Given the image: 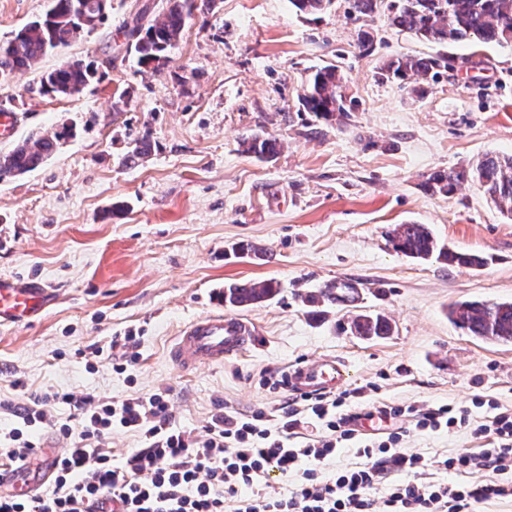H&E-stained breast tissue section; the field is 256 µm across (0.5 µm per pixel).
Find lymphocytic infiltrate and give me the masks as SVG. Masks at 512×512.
Instances as JSON below:
<instances>
[{
    "mask_svg": "<svg viewBox=\"0 0 512 512\" xmlns=\"http://www.w3.org/2000/svg\"><path fill=\"white\" fill-rule=\"evenodd\" d=\"M350 392L303 396L293 400L284 418L273 422L263 411L213 415L205 439L174 427L166 393L122 401L73 392H46L14 410L15 425L0 431V466L29 459L37 434L58 428L70 448L60 456L48 492L35 496L0 495V512H479L491 499H512V410L495 413L490 424L472 426L471 405L394 404L378 408L397 427L381 439L361 438L348 410ZM64 404L76 411L77 427L57 425L46 408ZM410 427H402V420ZM316 433L298 436L300 426ZM473 427L486 448L425 458L402 450L409 430L423 433ZM136 434V449L124 466L112 464L104 443L112 431ZM361 458L360 466L323 473L342 449ZM430 470L457 475L454 483L428 480ZM489 471L487 482H464L466 474ZM290 482L287 495L263 493L271 473ZM384 497H375L379 485Z\"/></svg>",
    "mask_w": 512,
    "mask_h": 512,
    "instance_id": "f902f5d3",
    "label": "lymphocytic infiltrate"
}]
</instances>
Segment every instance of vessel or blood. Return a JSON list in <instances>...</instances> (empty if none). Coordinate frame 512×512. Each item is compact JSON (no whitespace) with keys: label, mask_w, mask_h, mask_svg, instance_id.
Listing matches in <instances>:
<instances>
[{"label":"vessel or blood","mask_w":512,"mask_h":512,"mask_svg":"<svg viewBox=\"0 0 512 512\" xmlns=\"http://www.w3.org/2000/svg\"><path fill=\"white\" fill-rule=\"evenodd\" d=\"M52 290L47 285L0 279V324H16L40 315L49 305ZM253 323L234 315H208L191 322L172 351L174 362L185 369L218 362L244 352L254 341ZM349 372L333 357H322L291 367L284 376L287 389L296 395H330L348 382ZM59 457L57 448H40L35 461L0 473V489L31 493L46 482Z\"/></svg>","instance_id":"b4317fda"}]
</instances>
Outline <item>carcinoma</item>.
<instances>
[{"label":"carcinoma","mask_w":512,"mask_h":512,"mask_svg":"<svg viewBox=\"0 0 512 512\" xmlns=\"http://www.w3.org/2000/svg\"><path fill=\"white\" fill-rule=\"evenodd\" d=\"M298 11L317 14L328 9L333 0H291ZM98 0H48L43 15L26 23L7 40H0V77L37 65L51 50L65 46L74 36L72 25L81 12L96 11ZM386 6V22L400 32L434 43L459 42L477 38L485 42L512 45V0H350L351 13L370 16ZM196 0H166L162 19L147 18V9L138 12L130 30L137 64L155 69L168 60L186 21L198 9ZM453 69V59L446 55L412 57L399 55L381 68V79L405 81L414 78L411 91L419 94V82L433 80L440 71ZM92 63L74 61L68 67L42 74L39 93L58 95L60 87L81 91L95 78ZM303 109L316 119L332 122L348 115L343 93V77L338 68L326 65L315 70L299 97ZM61 134L39 135L18 143L0 156V181L31 172L55 151ZM245 152L268 159L280 150V141L270 135L244 139ZM148 136L132 140L124 163L138 164L151 151ZM478 187L499 210L512 217V155L486 153L462 169H439L430 173L424 187L431 194L448 195L463 183ZM394 248L406 257L435 259L450 266L482 267L486 258L477 253L453 250L442 244L425 224H396L389 231ZM281 291L274 279L247 280L224 285V307L241 309L269 301ZM359 301V287L352 281H340L308 298V303H329L349 307ZM449 320L481 340L512 344V302L494 300L457 301L448 310ZM350 332L364 340L384 338L393 333L390 320L382 313H357L347 321Z\"/></svg>","instance_id":"obj_1"}]
</instances>
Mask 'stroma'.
<instances>
[{
    "instance_id": "stroma-1",
    "label": "stroma",
    "mask_w": 512,
    "mask_h": 512,
    "mask_svg": "<svg viewBox=\"0 0 512 512\" xmlns=\"http://www.w3.org/2000/svg\"><path fill=\"white\" fill-rule=\"evenodd\" d=\"M143 8L158 18L166 2L111 0L93 32L0 83V109L17 115L0 153L74 128L37 169L0 181V277L44 283L55 295L41 318L0 326V421L35 393L118 401L165 390L173 423L202 439L223 409L281 418L285 371L320 356L346 364L345 388L360 393L355 412L467 405L478 395L512 410V345L467 336L448 319L457 301H512V220L474 185L448 196L422 187L433 170L512 154V46L424 41L383 15L357 17L348 0L314 15L290 0H216L214 10L194 11L153 71L128 48ZM362 29L374 37L367 53L356 47ZM438 54L455 68L424 95L377 77L392 56ZM73 60L94 61L97 80L67 97L38 92L42 73ZM331 63L355 106L315 135L299 97ZM145 133L149 155L123 165ZM268 134L282 143L276 156L244 153V138ZM397 224L429 225L442 243L487 263L408 258L386 237ZM243 241L266 248V259L235 253ZM263 279L282 290L241 309L257 328L249 350L186 371L173 363L182 329L224 312L225 283ZM339 280L358 283L362 311L384 313L392 336H353L336 307L310 316L305 296ZM128 332L138 359L121 372L124 350L111 340ZM94 345L103 354H91ZM481 445L455 430L410 434L402 448L431 458Z\"/></svg>"
}]
</instances>
